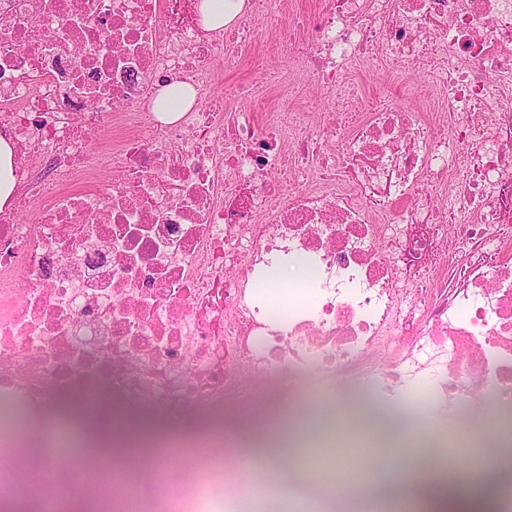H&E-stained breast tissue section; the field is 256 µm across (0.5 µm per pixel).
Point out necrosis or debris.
Returning a JSON list of instances; mask_svg holds the SVG:
<instances>
[{
	"label": "necrosis or debris",
	"instance_id": "4bbe7bcc",
	"mask_svg": "<svg viewBox=\"0 0 512 512\" xmlns=\"http://www.w3.org/2000/svg\"><path fill=\"white\" fill-rule=\"evenodd\" d=\"M296 17L250 0L216 31L196 0H0V130L22 176L0 210V393L15 400L0 447L16 473L0 497L59 512L73 490L98 496L87 466L30 472L31 400L90 388L220 411L286 372L329 392L428 386L470 406L474 468L512 465V0H325L274 79L318 88L325 111L228 109L224 71ZM382 57L439 96L366 102L347 76ZM174 80L194 105L148 121ZM455 438L437 422L401 453L433 449L447 470ZM298 445L309 496L262 512L365 494L391 442L351 417ZM257 485L231 475L199 497L250 512Z\"/></svg>",
	"mask_w": 512,
	"mask_h": 512
}]
</instances>
